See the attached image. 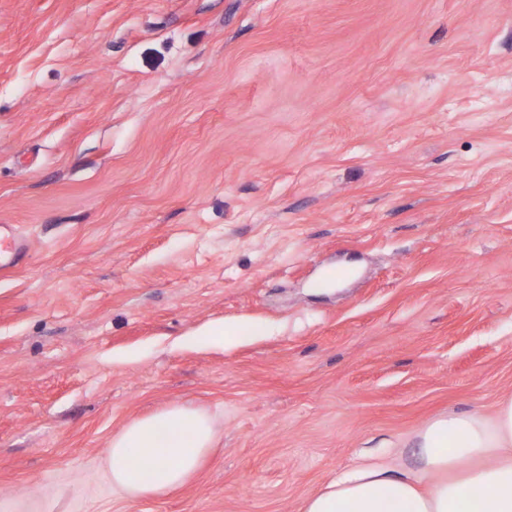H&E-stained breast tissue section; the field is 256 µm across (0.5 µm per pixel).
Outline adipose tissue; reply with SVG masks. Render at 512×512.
Masks as SVG:
<instances>
[{
	"mask_svg": "<svg viewBox=\"0 0 512 512\" xmlns=\"http://www.w3.org/2000/svg\"><path fill=\"white\" fill-rule=\"evenodd\" d=\"M216 437L212 416L184 405L133 419L107 451L112 486L132 499L176 490ZM413 448L414 469L361 459L306 497L300 512H512V396L489 417L436 418Z\"/></svg>",
	"mask_w": 512,
	"mask_h": 512,
	"instance_id": "adipose-tissue-1",
	"label": "adipose tissue"
}]
</instances>
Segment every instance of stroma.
Wrapping results in <instances>:
<instances>
[{"label": "stroma", "instance_id": "obj_1", "mask_svg": "<svg viewBox=\"0 0 512 512\" xmlns=\"http://www.w3.org/2000/svg\"><path fill=\"white\" fill-rule=\"evenodd\" d=\"M1 224L0 512H298L412 466L512 394V0H0ZM173 405L214 448L126 498L113 434ZM5 225L0 226V271L14 268L26 251L25 245L12 232L4 234Z\"/></svg>", "mask_w": 512, "mask_h": 512}]
</instances>
